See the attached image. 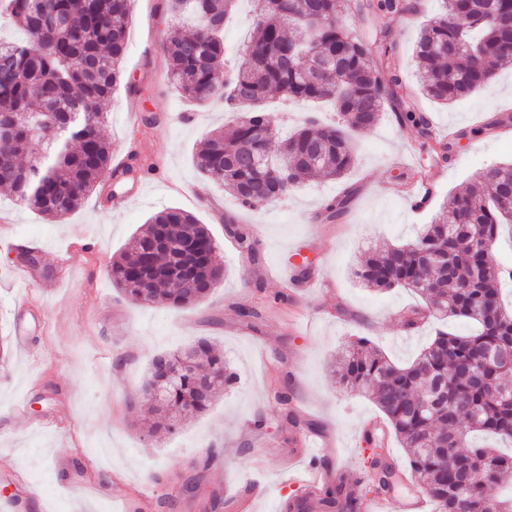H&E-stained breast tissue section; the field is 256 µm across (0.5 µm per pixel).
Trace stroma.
Listing matches in <instances>:
<instances>
[{
    "label": "stroma",
    "instance_id": "obj_1",
    "mask_svg": "<svg viewBox=\"0 0 512 512\" xmlns=\"http://www.w3.org/2000/svg\"><path fill=\"white\" fill-rule=\"evenodd\" d=\"M411 2L413 12L392 24L390 64L404 78L402 101L386 102L379 123L355 134V167L339 181L304 177L288 200L248 209L193 167L204 139L231 124L233 113L220 102L187 101L170 87L166 47L175 21L164 0H134L123 78L102 107V133L130 175L104 177L78 210L55 222L0 190V335L12 336L21 302L40 319L32 353L12 350L0 367V472L18 471L33 487L24 512H118L121 498L139 492L153 499L150 512H206L212 491L240 499L250 478L262 488L253 512H280L298 489L288 479L292 467L318 457L361 475L369 456L361 424L382 413L367 395L343 388L334 373L338 353L362 336L406 363L434 333L429 325L417 333L402 329L400 313L419 304L416 293L374 291L353 269L367 250L413 238L479 171L512 161V62L497 71L492 90L447 105L432 100L421 91L413 50L438 3ZM402 105L428 116L433 138L473 127L481 133L459 140L448 160L421 169L418 134L396 119ZM148 116L155 125H145ZM424 175L434 191L426 209L415 212L409 190ZM348 187V212L329 219L328 203ZM168 207L207 224L222 281L192 305H141L113 285L109 268L146 220ZM228 218L246 225L255 256L228 239ZM26 240L38 264L24 280L15 270L17 244ZM51 279L59 286L45 291ZM283 291L288 302L262 303V295ZM245 306L259 308L255 326L240 318ZM201 337L223 353L237 382L206 412L182 418L174 434L150 439L146 405L138 400L148 369L155 357ZM275 386L288 389L317 422V435L336 437L337 446L303 451L302 434L270 393ZM38 418L62 419L69 432L35 431L30 422ZM213 448L223 450V466L206 472L194 495H182L184 476ZM159 474L166 477L160 484Z\"/></svg>",
    "mask_w": 512,
    "mask_h": 512
}]
</instances>
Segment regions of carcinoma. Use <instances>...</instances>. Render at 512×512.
I'll use <instances>...</instances> for the list:
<instances>
[{
  "instance_id": "obj_1",
  "label": "carcinoma",
  "mask_w": 512,
  "mask_h": 512,
  "mask_svg": "<svg viewBox=\"0 0 512 512\" xmlns=\"http://www.w3.org/2000/svg\"><path fill=\"white\" fill-rule=\"evenodd\" d=\"M133 0H0V18L27 32L22 43L0 41V57L12 60L0 76V186L10 188L23 208L51 220L72 213L96 183L111 172L110 144L101 135V104L122 79V61ZM174 16L192 20V32L175 26L169 41L171 81L198 104L222 100L238 118L227 130L212 134L193 163L204 178L230 192L246 206H261L291 194L303 175L343 178L356 163L347 129L362 132L382 117L384 101L398 96L402 80L380 73L376 59L391 55V23L414 9L408 0H253L255 33L245 45L239 66L224 64V22L238 0H167ZM440 11L425 25L415 46L422 91L441 104L452 103L486 87L496 69L512 61V0H438ZM384 20L374 35L352 37L344 17L352 9ZM68 21L55 28L54 16ZM303 30L288 37V27ZM224 71V80L217 78ZM330 101L342 117L338 124L308 120L273 153L274 129L265 103ZM401 124L417 130L420 147L446 159L461 131L431 144L428 119L411 109L399 113ZM267 153L266 166L249 161ZM353 193L327 206L331 219L343 215ZM512 223V163L493 165L456 194L446 214L424 225L404 244L364 257L354 270L361 284L375 290L408 288L426 301L429 317L461 319L467 333L436 330L415 359L400 365L359 337L336 362L343 383L355 392L371 391L396 439L408 450V472L421 483L434 512H512V501L496 489L512 481V307L504 286L512 268L491 260L504 226ZM165 226L174 244L195 239L214 254L217 245L207 228L190 213L169 208L152 215L134 238L130 252L112 261V283L137 300L136 269L145 242ZM225 230L238 247L255 254L249 233L231 221ZM440 260L428 264L424 253ZM221 268L208 261L196 276L197 294L188 296L178 279L153 289L152 304L182 307L205 298ZM208 370L222 376L212 396L231 387L236 374L209 341L192 345ZM179 362V354L152 362L145 388L166 390L149 437L175 432L169 419L182 412L200 414L212 400L200 397L199 376L185 373L173 384L158 367ZM274 399L282 417L302 429L312 423L292 409L293 397L278 390ZM223 465L212 449L195 463L201 472ZM358 494L339 474L301 495L286 498L283 512H363L368 496L385 480L370 473Z\"/></svg>"
}]
</instances>
